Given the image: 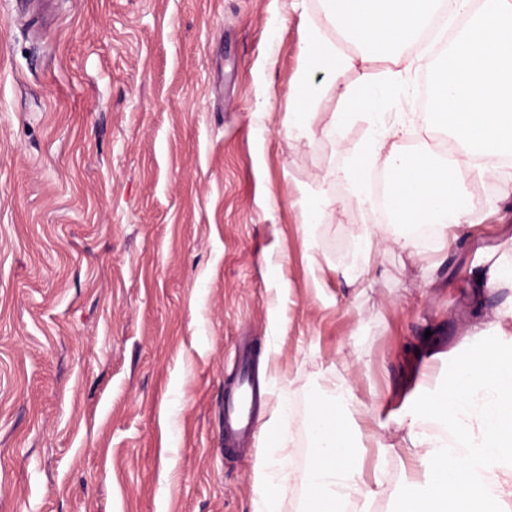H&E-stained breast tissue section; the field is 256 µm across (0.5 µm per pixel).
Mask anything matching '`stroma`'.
Here are the masks:
<instances>
[{
    "label": "stroma",
    "instance_id": "stroma-1",
    "mask_svg": "<svg viewBox=\"0 0 512 512\" xmlns=\"http://www.w3.org/2000/svg\"><path fill=\"white\" fill-rule=\"evenodd\" d=\"M301 45L283 0H51L37 36L0 0V512H253L262 443L224 445L243 341L299 474L324 379L390 443L416 348L440 382L494 334L512 289L470 275L512 255L493 182L469 183L428 283L426 249L352 269L377 212L300 224L302 197L349 198L337 173L370 132L322 134L358 66L314 74L321 110L288 146Z\"/></svg>",
    "mask_w": 512,
    "mask_h": 512
}]
</instances>
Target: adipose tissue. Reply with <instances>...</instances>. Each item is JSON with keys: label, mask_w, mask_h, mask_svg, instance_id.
Listing matches in <instances>:
<instances>
[{"label": "adipose tissue", "mask_w": 512, "mask_h": 512, "mask_svg": "<svg viewBox=\"0 0 512 512\" xmlns=\"http://www.w3.org/2000/svg\"><path fill=\"white\" fill-rule=\"evenodd\" d=\"M318 17L303 24L300 67L287 139L296 147L318 112L317 71L333 72L370 63V50L384 52L387 67L367 73L363 82L344 87L340 107L324 136H335L354 117H367L371 136L343 171L345 180H364L376 162L395 178L401 196L393 200L395 229L362 224L357 237L360 272L370 270L380 241L401 251L416 246L414 226L432 227L431 250L447 256L472 208L465 180L498 183L512 195V0H320ZM463 19L448 44L441 76L428 111L387 119L382 102L402 91L421 44L439 20ZM353 44L344 53L339 41ZM434 130L451 143L442 155L424 145L404 153L399 140L415 128ZM421 374L415 394L392 419L399 444H378V458L404 448L408 476L395 489L382 479L366 483L367 451L352 426L358 410L353 389L327 382L313 408L308 436L313 453L303 478L300 512H359L379 495L394 498L395 512H512V325L498 323L496 336L473 348L449 370L444 382L429 387ZM270 456L255 465V512H279L294 476L288 468L289 431L283 417L261 427ZM460 454L449 455V441Z\"/></svg>", "instance_id": "adipose-tissue-1"}]
</instances>
